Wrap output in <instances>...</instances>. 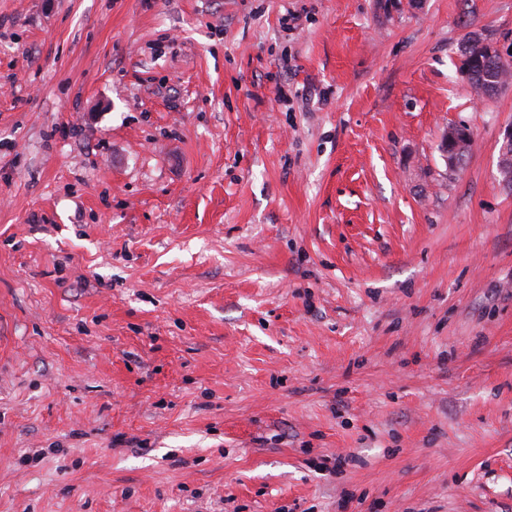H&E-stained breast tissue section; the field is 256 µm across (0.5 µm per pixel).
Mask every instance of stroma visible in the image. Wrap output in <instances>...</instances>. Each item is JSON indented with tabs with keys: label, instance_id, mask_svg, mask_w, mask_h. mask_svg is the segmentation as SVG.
<instances>
[{
	"label": "stroma",
	"instance_id": "stroma-1",
	"mask_svg": "<svg viewBox=\"0 0 512 512\" xmlns=\"http://www.w3.org/2000/svg\"><path fill=\"white\" fill-rule=\"evenodd\" d=\"M470 33L512 0H0V512H512ZM462 126H452L448 128L445 137V152L448 156V164L453 166L458 162V158L470 145L469 132ZM448 146L450 153L448 154Z\"/></svg>",
	"mask_w": 512,
	"mask_h": 512
}]
</instances>
